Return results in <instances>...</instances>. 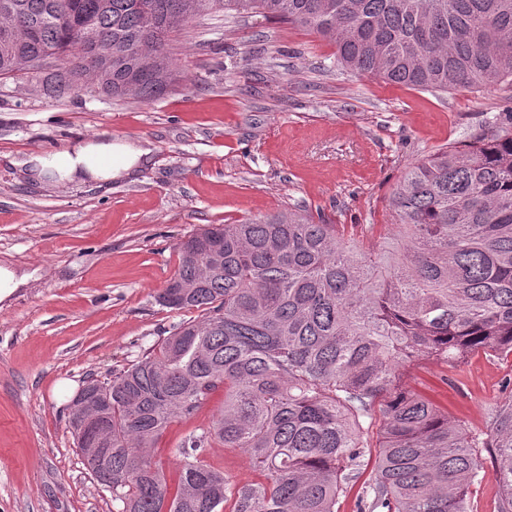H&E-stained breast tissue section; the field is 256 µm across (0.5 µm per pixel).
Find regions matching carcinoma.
Listing matches in <instances>:
<instances>
[{
    "mask_svg": "<svg viewBox=\"0 0 512 512\" xmlns=\"http://www.w3.org/2000/svg\"><path fill=\"white\" fill-rule=\"evenodd\" d=\"M6 2L0 79L53 55L68 64L59 95L164 93L176 36L232 12L307 28L360 76L437 92L512 85V0ZM21 24L36 35L14 42ZM89 50L109 60L96 75L79 65ZM388 206L399 236L378 256L292 209L207 224L178 245L158 302L199 315L104 378L108 401L91 394L69 416L79 452L104 449L83 461L117 512H336L361 477L359 512H468L483 449L498 512H512V397L474 433L403 380L423 360L512 357V113L411 166ZM182 283L196 287L183 296ZM219 390L209 424L176 446L169 480L149 450ZM215 444L244 452L260 480L208 464Z\"/></svg>",
    "mask_w": 512,
    "mask_h": 512,
    "instance_id": "carcinoma-1",
    "label": "carcinoma"
}]
</instances>
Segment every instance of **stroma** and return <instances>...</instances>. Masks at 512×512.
I'll return each mask as SVG.
<instances>
[{
    "label": "stroma",
    "instance_id": "stroma-1",
    "mask_svg": "<svg viewBox=\"0 0 512 512\" xmlns=\"http://www.w3.org/2000/svg\"><path fill=\"white\" fill-rule=\"evenodd\" d=\"M306 29L248 14L189 24L174 53L179 88L147 101L75 89L46 75L0 81V267L22 276L0 300V512H116L84 466L68 405L89 377L137 360L194 311L157 301L178 244L206 224L288 209L344 225L370 250L396 236L388 198L412 165L512 111V86L428 92L337 69ZM147 149L107 183L39 182L33 154L82 139ZM450 418L486 431L506 396L512 358L472 356L458 369H408ZM171 426L172 453L221 405Z\"/></svg>",
    "mask_w": 512,
    "mask_h": 512
}]
</instances>
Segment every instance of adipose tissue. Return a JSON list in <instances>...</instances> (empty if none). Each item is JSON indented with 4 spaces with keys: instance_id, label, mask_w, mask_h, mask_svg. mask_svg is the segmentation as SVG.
<instances>
[{
    "instance_id": "obj_1",
    "label": "adipose tissue",
    "mask_w": 512,
    "mask_h": 512,
    "mask_svg": "<svg viewBox=\"0 0 512 512\" xmlns=\"http://www.w3.org/2000/svg\"><path fill=\"white\" fill-rule=\"evenodd\" d=\"M143 155L142 149L128 143L85 140L59 152L33 155L32 174L39 181L108 182L130 173Z\"/></svg>"
}]
</instances>
